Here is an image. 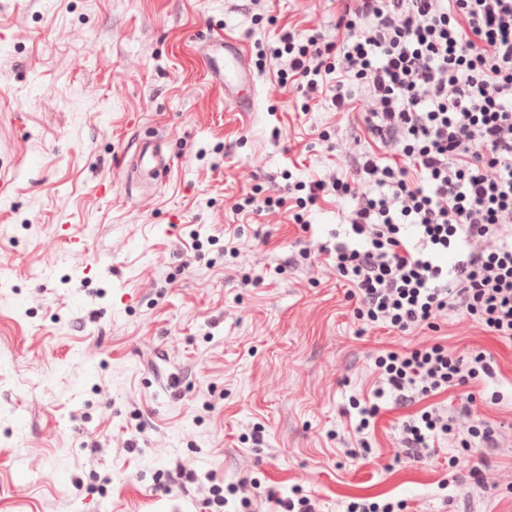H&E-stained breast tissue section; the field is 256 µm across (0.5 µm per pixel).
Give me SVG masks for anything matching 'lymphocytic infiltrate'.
<instances>
[{
	"mask_svg": "<svg viewBox=\"0 0 512 512\" xmlns=\"http://www.w3.org/2000/svg\"><path fill=\"white\" fill-rule=\"evenodd\" d=\"M339 41L282 32L272 50L281 82L336 112L357 96L369 103L364 131L374 150L352 152L349 173L331 171L244 206H315L326 195L352 197L344 240L326 254L349 286L354 315L369 327L406 334L438 331L449 314L482 332L512 338V0H340ZM456 254L445 264V254ZM374 403L352 401L359 451L378 399L421 403L395 442L413 461L439 440L494 447L496 430L472 409L469 385L493 377L483 347L466 353L440 340L382 350ZM462 388L456 408L426 405ZM261 483L210 484L201 503L224 512L229 496L252 503Z\"/></svg>",
	"mask_w": 512,
	"mask_h": 512,
	"instance_id": "lymphocytic-infiltrate-1",
	"label": "lymphocytic infiltrate"
}]
</instances>
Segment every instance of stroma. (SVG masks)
I'll return each instance as SVG.
<instances>
[{
    "instance_id": "1",
    "label": "stroma",
    "mask_w": 512,
    "mask_h": 512,
    "mask_svg": "<svg viewBox=\"0 0 512 512\" xmlns=\"http://www.w3.org/2000/svg\"><path fill=\"white\" fill-rule=\"evenodd\" d=\"M338 0H0V512H201L198 480L303 490L318 512L405 501L410 512H512V443L397 458L409 413L379 402L350 457V401L377 353L439 336L499 364L474 411L512 432V339L449 314L439 332L362 325L325 255L311 283L296 242L333 246L351 198L239 211L256 187L345 169L365 104L335 112L281 84L233 111L204 50L247 55L280 32L337 39ZM329 140H322V133ZM167 179L126 170L147 140ZM84 241L81 249L72 240ZM178 387L166 388L169 374ZM135 438L133 451L121 442ZM487 457L498 487L464 497L448 463ZM183 461L197 481L171 478Z\"/></svg>"
}]
</instances>
